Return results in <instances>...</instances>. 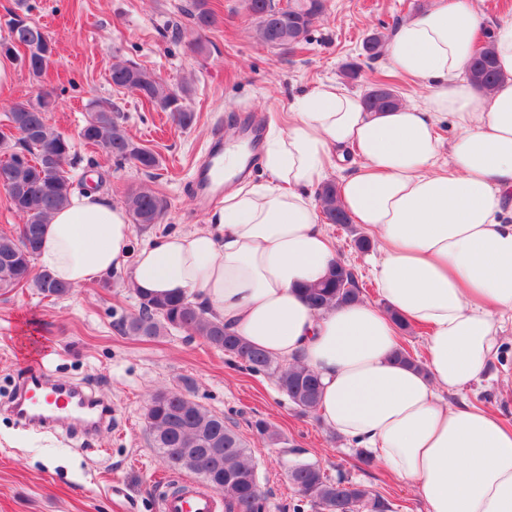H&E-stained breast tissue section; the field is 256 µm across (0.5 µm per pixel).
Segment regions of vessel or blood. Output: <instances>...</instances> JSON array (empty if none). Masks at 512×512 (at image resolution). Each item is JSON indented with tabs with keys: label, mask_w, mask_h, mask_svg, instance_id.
<instances>
[{
	"label": "vessel or blood",
	"mask_w": 512,
	"mask_h": 512,
	"mask_svg": "<svg viewBox=\"0 0 512 512\" xmlns=\"http://www.w3.org/2000/svg\"><path fill=\"white\" fill-rule=\"evenodd\" d=\"M20 421L31 424L95 425L112 410L111 404L94 398L81 386L50 379L42 369L25 376L24 391L12 407ZM213 497L196 484H178L163 497L161 512H216Z\"/></svg>",
	"instance_id": "1"
}]
</instances>
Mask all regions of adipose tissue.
I'll return each instance as SVG.
<instances>
[{
  "mask_svg": "<svg viewBox=\"0 0 512 512\" xmlns=\"http://www.w3.org/2000/svg\"><path fill=\"white\" fill-rule=\"evenodd\" d=\"M477 36L475 0H430L386 44L392 68L424 87L421 103L368 112L342 84L319 85L267 138L266 185H234L246 157L225 150L232 187L204 227L136 248L125 210L92 191L53 215L39 266L73 287L125 273L141 293L193 296L275 360L313 370L320 419L426 512H512V429L444 398L475 383L512 332V20L494 33L504 79L488 93L466 76ZM333 173L342 207L377 242L380 301L316 311L301 290L338 254L313 191ZM399 319L429 330L424 371L394 359Z\"/></svg>",
  "mask_w": 512,
  "mask_h": 512,
  "instance_id": "ef3b65f1",
  "label": "adipose tissue"
}]
</instances>
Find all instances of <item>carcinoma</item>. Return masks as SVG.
<instances>
[{
  "label": "carcinoma",
  "instance_id": "cac0c4a2",
  "mask_svg": "<svg viewBox=\"0 0 512 512\" xmlns=\"http://www.w3.org/2000/svg\"><path fill=\"white\" fill-rule=\"evenodd\" d=\"M244 8L256 22L260 41L271 48H293L306 41L315 23L324 15L325 0H243ZM18 12L8 23V37L0 49L13 56L24 48L29 74L39 79L54 63V45L44 28L29 17L28 0H17ZM187 13L199 29L215 26L218 16L208 0H192ZM386 40L371 35L364 41L368 58L378 59ZM470 81L479 89L496 86L501 74L492 42L479 49L469 71ZM112 86L169 113L170 120L187 129L195 115L183 102V96L169 91L160 77L130 59H118L110 70ZM368 112L395 109L400 98L384 81L374 84L362 98ZM52 106L48 93L40 91L35 99L14 105L0 125V187L7 194L8 208L23 217V223L0 233V290L33 288L53 300L71 293L72 287L55 279L35 265L45 224L50 215L63 208L77 187L84 185L77 172V155L71 137L54 131L47 113ZM89 118L77 133L86 146L98 148L117 163L131 162L149 172L159 166L155 153L136 144L123 126L124 116L107 100L89 103ZM326 224H349L350 216L338 204L334 182H325L316 191ZM126 210L133 223L148 227L159 223L167 204L149 188L131 189L125 196ZM362 288L349 264L332 262L326 276L303 289L308 305L314 310L361 299ZM138 313L122 318L119 328L125 335L141 338L183 332L186 338L202 339L209 347L241 363L255 375L273 376L291 403L302 414L316 411L321 396L319 378L301 366H286L251 346L224 327V322L189 296H149L136 293ZM185 390L157 391L151 398L145 419L153 435L154 447L171 467L201 475L207 486L224 494L226 512H266L255 465L246 444L224 417L208 411ZM251 428L269 444L282 443L280 433L264 419L251 422ZM171 448H196L199 457H183L173 462ZM298 502L293 512H301L306 502L321 512H390L391 504L367 488L342 475L328 476L316 463L297 461L289 468Z\"/></svg>",
  "mask_w": 512,
  "mask_h": 512
}]
</instances>
